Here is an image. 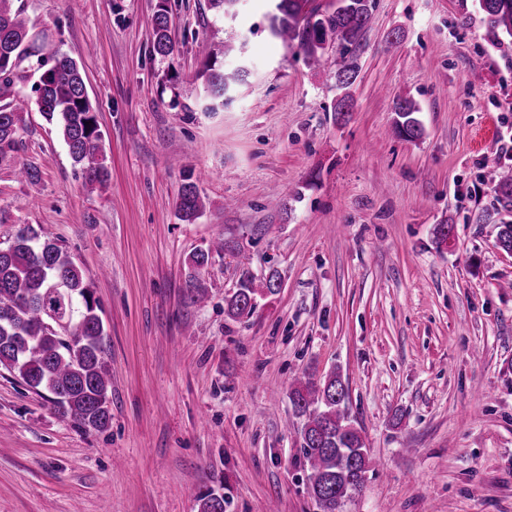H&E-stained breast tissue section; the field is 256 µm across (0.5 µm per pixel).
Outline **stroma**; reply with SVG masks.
<instances>
[{"mask_svg": "<svg viewBox=\"0 0 512 512\" xmlns=\"http://www.w3.org/2000/svg\"><path fill=\"white\" fill-rule=\"evenodd\" d=\"M14 4L31 41L81 63L110 178L86 190L18 87L0 248L29 224L84 267L112 421L82 431L0 367V512H199L211 491L226 512H317L288 393L335 368L377 463L343 512H512V254L475 221L493 204L483 168L512 165V46L493 45L477 0H375L344 123L334 67L271 38L267 0H239L231 20L168 0L165 58L156 0ZM204 40L225 73L249 69L218 112L204 109ZM407 95L414 142L394 132ZM22 163L38 181L18 179ZM189 176L207 199L192 224L176 216ZM218 237L254 277L282 280L238 320L224 314L232 251L199 278L207 303L189 300V257ZM170 19L165 0L158 1L153 16V44L154 54L167 57L174 52V43L169 34ZM418 103L411 96L398 99L394 105L396 113L395 131L406 140L420 139L423 135V126L415 114L419 112Z\"/></svg>", "mask_w": 512, "mask_h": 512, "instance_id": "stroma-1", "label": "stroma"}]
</instances>
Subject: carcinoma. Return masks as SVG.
I'll return each instance as SVG.
<instances>
[{
	"instance_id": "cac0c4a2",
	"label": "carcinoma",
	"mask_w": 512,
	"mask_h": 512,
	"mask_svg": "<svg viewBox=\"0 0 512 512\" xmlns=\"http://www.w3.org/2000/svg\"><path fill=\"white\" fill-rule=\"evenodd\" d=\"M269 33L289 45H298L304 63L318 69L329 63L326 51L334 48L342 59L336 86L342 91L335 112H349L350 87L359 75L357 62L372 19L373 0H336V9L322 15L306 9L308 0H271ZM479 11L497 42L512 40V0H478ZM166 0H158L153 16L154 54L174 52L169 34ZM207 50L205 109L216 112L231 101L232 84L245 81L248 69L227 75L215 69L217 53ZM32 83L38 111L56 127L84 186L93 190L109 177L99 156L103 151L97 113L88 95L77 61L58 49L42 52L28 38L22 9L12 0H0V100L14 95L18 86ZM420 111L411 96L398 99L395 131L406 140L422 137ZM21 118L0 107V161L18 149ZM499 207L512 208V166L491 165L481 175ZM206 210L196 182L183 184L176 203L177 217L191 223ZM220 237L194 251L189 258L190 278L212 260L232 249ZM241 268L236 288L224 297V313L233 320L250 315L258 300L278 293L277 271L257 285L248 269L249 256L238 252ZM88 277L70 252L55 241L41 238L31 226L17 231L13 243L0 249V366L29 387L47 393L61 418L85 431L106 430L111 376L104 344L105 327ZM293 415L302 420L300 447L309 467L307 490L319 512H342L345 501L359 493L372 458L361 429L351 419L348 387L340 373L322 377L303 374L290 389ZM202 512H224L225 498L213 492L202 496Z\"/></svg>"
}]
</instances>
